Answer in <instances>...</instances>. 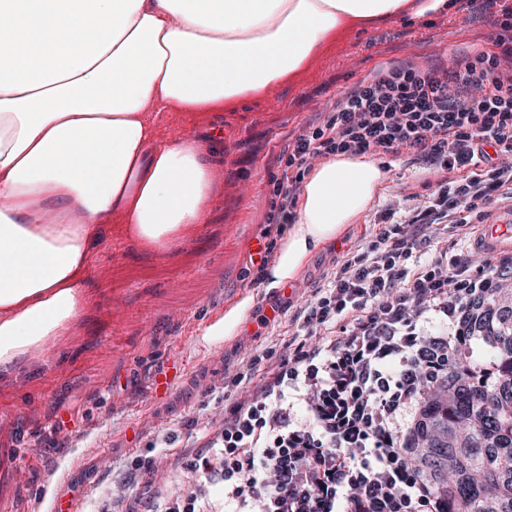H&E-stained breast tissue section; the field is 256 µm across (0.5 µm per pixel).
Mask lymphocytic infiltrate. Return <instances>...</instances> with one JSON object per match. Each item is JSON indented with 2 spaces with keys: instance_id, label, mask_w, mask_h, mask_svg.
Returning <instances> with one entry per match:
<instances>
[{
  "instance_id": "obj_1",
  "label": "lymphocytic infiltrate",
  "mask_w": 512,
  "mask_h": 512,
  "mask_svg": "<svg viewBox=\"0 0 512 512\" xmlns=\"http://www.w3.org/2000/svg\"><path fill=\"white\" fill-rule=\"evenodd\" d=\"M496 17L492 50L452 67L387 65L302 128L270 173L266 221L290 223L314 163L336 154L417 153L459 183L410 208L388 203L374 241L323 276L295 320L298 343L262 369L237 364L207 395L226 403L214 437L171 469L141 461L100 512H438L406 447L459 304L482 293L490 260L449 255L485 210L512 198V0H463ZM140 487L137 496L127 486Z\"/></svg>"
}]
</instances>
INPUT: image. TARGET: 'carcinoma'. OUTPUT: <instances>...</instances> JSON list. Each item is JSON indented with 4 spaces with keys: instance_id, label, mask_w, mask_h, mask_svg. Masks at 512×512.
<instances>
[{
    "instance_id": "obj_1",
    "label": "carcinoma",
    "mask_w": 512,
    "mask_h": 512,
    "mask_svg": "<svg viewBox=\"0 0 512 512\" xmlns=\"http://www.w3.org/2000/svg\"><path fill=\"white\" fill-rule=\"evenodd\" d=\"M490 281L461 302L448 358L409 447L440 512H512V296Z\"/></svg>"
}]
</instances>
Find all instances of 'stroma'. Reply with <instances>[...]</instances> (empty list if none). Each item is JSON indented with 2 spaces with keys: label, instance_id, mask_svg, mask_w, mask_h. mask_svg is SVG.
I'll use <instances>...</instances> for the list:
<instances>
[{
  "label": "stroma",
  "instance_id": "obj_1",
  "mask_svg": "<svg viewBox=\"0 0 512 512\" xmlns=\"http://www.w3.org/2000/svg\"><path fill=\"white\" fill-rule=\"evenodd\" d=\"M496 32L493 16L460 8L426 20L397 18L330 49L297 86L273 87L263 100L236 111L198 118L167 109L150 113L160 145L189 136L206 143L214 122H221L208 219L157 254L143 252L116 224L104 226L88 311L41 371L0 382V503L10 512H37L46 497L106 500L119 473L153 455L159 429L176 430L183 447L186 421L205 414L221 421L223 404L204 396V388L244 355H259L264 366L280 355L260 323L266 309L291 320L335 261L373 240L375 212L386 200L398 195L418 203L441 179L415 155L394 158L371 209L311 255L296 289H270L256 280L250 258L265 228L269 174L281 153L303 126L324 118L380 67L450 66L472 45L492 49ZM247 294L252 305L230 335H205L208 324ZM166 376L172 380L168 391L152 396L151 380ZM79 411L85 418L63 447L29 455L35 431Z\"/></svg>",
  "mask_w": 512,
  "mask_h": 512
}]
</instances>
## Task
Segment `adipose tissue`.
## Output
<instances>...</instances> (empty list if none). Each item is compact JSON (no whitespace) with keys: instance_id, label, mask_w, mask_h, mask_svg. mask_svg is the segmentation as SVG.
<instances>
[{"instance_id":"adipose-tissue-1","label":"adipose tissue","mask_w":512,"mask_h":512,"mask_svg":"<svg viewBox=\"0 0 512 512\" xmlns=\"http://www.w3.org/2000/svg\"><path fill=\"white\" fill-rule=\"evenodd\" d=\"M454 0H0V379L46 364L90 299L101 226L146 252L205 223L216 184L201 146H159L158 108L218 112L291 81L331 43ZM367 155L306 177L267 285L372 205Z\"/></svg>"}]
</instances>
